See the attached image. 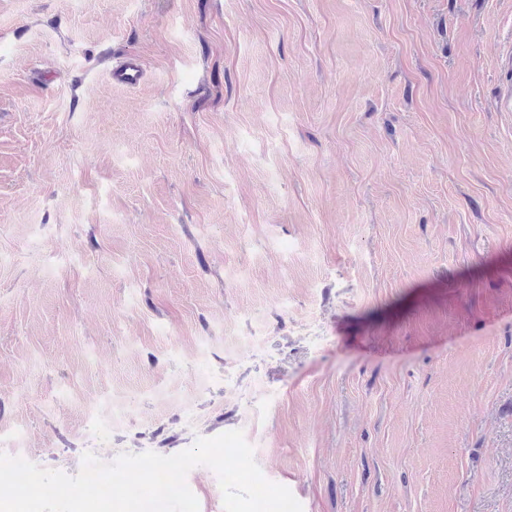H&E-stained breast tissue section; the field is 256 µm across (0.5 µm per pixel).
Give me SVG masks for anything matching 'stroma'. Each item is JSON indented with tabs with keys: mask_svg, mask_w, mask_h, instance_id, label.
<instances>
[{
	"mask_svg": "<svg viewBox=\"0 0 512 512\" xmlns=\"http://www.w3.org/2000/svg\"><path fill=\"white\" fill-rule=\"evenodd\" d=\"M511 56L512 0H0V453L512 512ZM143 78V67L140 60L134 56L125 59L111 70L112 83L124 86H136Z\"/></svg>",
	"mask_w": 512,
	"mask_h": 512,
	"instance_id": "35a3bbf8",
	"label": "stroma"
}]
</instances>
